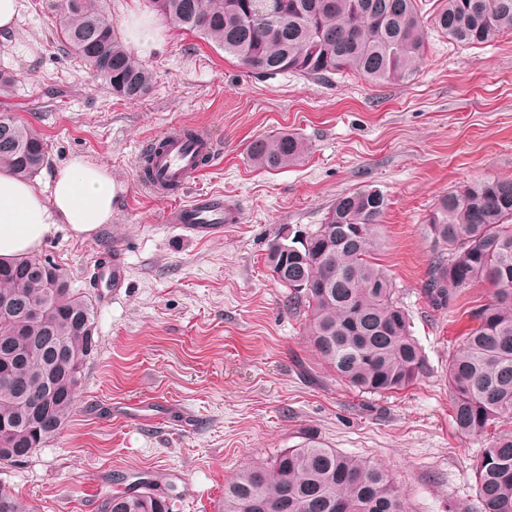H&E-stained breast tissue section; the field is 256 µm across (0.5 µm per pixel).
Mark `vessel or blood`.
<instances>
[{
	"label": "vessel or blood",
	"instance_id": "obj_1",
	"mask_svg": "<svg viewBox=\"0 0 512 512\" xmlns=\"http://www.w3.org/2000/svg\"><path fill=\"white\" fill-rule=\"evenodd\" d=\"M160 148L151 156V178L144 187L152 193L177 197L194 178L210 169L217 142L208 128H175L162 133ZM234 208L217 194H202L179 201L164 214L165 223L204 237L233 220Z\"/></svg>",
	"mask_w": 512,
	"mask_h": 512
}]
</instances>
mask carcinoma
<instances>
[{"label": "carcinoma", "instance_id": "1", "mask_svg": "<svg viewBox=\"0 0 512 512\" xmlns=\"http://www.w3.org/2000/svg\"><path fill=\"white\" fill-rule=\"evenodd\" d=\"M164 17L233 55L259 77L292 72L313 80L354 73L373 84L412 80L423 65L428 30L466 48L512 33V0H442L427 18L419 0H149ZM61 46L127 99L144 96L152 71L134 60L112 29L108 0H67ZM307 142L294 133L259 137L254 166L297 165ZM43 140L29 126L0 115V167L27 179L45 163ZM387 196L366 186L345 193L324 223L305 238L287 231L267 254L288 303L310 312L308 338L338 377L360 392L385 395L426 378L430 365L413 336L396 285L375 262L383 245ZM435 244L422 294L451 309L466 290L486 284L490 299L470 311L473 327L448 356L452 424L461 435L493 432L474 466L480 512H512V179L461 186L443 195L426 220ZM35 256L0 264V293L16 300L0 324V361L11 384L0 387V424L11 425L0 467L41 447L72 416L77 383L96 348L94 306L68 287L66 274ZM53 306L30 314L33 302ZM0 512H30L0 489ZM100 512H170L168 497L149 481L103 496ZM224 512H404L386 471L307 438L268 464L241 468L224 486Z\"/></svg>", "mask_w": 512, "mask_h": 512}]
</instances>
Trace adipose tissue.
<instances>
[{"mask_svg": "<svg viewBox=\"0 0 512 512\" xmlns=\"http://www.w3.org/2000/svg\"><path fill=\"white\" fill-rule=\"evenodd\" d=\"M114 199L109 171L80 157L56 173L47 192L0 168V262L37 250L62 227L77 237L97 233L110 223Z\"/></svg>", "mask_w": 512, "mask_h": 512, "instance_id": "1", "label": "adipose tissue"}]
</instances>
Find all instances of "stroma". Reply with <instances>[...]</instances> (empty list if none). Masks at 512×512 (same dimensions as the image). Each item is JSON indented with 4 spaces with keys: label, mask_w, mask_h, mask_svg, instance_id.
<instances>
[{
    "label": "stroma",
    "mask_w": 512,
    "mask_h": 512,
    "mask_svg": "<svg viewBox=\"0 0 512 512\" xmlns=\"http://www.w3.org/2000/svg\"><path fill=\"white\" fill-rule=\"evenodd\" d=\"M108 7L118 35L136 21L158 32L142 58L154 80L137 100L112 94L63 50L45 0H21L14 31L0 33L9 79L0 113L43 137L37 182L80 156L106 168L117 191L111 224L88 237L58 229L36 252L94 303L98 346L73 416L25 462L0 467V488L33 512H99L100 492L121 491L118 475L138 473L172 512H218L241 466L313 438L380 464L405 512H470L481 442L452 426L448 354L490 290H467L453 312L426 303V218L458 186L512 178V34L482 49L431 35L413 80L374 86L353 76L261 78L148 0ZM193 126L209 128L219 155L186 196L218 192L236 209L203 239L165 224L171 199L136 177L150 137ZM280 131L303 137L308 154L291 168H255L251 142ZM365 185L389 199L376 258L431 368L385 397L352 389L322 361L306 310L288 309L287 288L265 264L282 228H315L338 196ZM112 258L125 267L117 291L96 273Z\"/></svg>",
    "instance_id": "obj_1"
}]
</instances>
